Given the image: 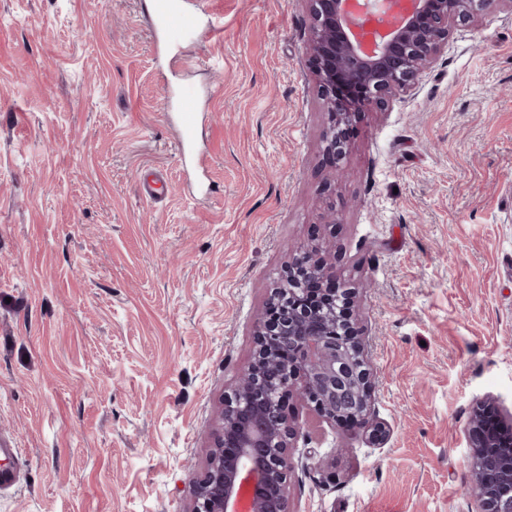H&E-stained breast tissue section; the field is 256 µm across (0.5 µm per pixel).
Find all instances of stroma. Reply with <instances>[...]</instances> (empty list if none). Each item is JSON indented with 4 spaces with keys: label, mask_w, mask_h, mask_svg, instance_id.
Instances as JSON below:
<instances>
[{
    "label": "stroma",
    "mask_w": 512,
    "mask_h": 512,
    "mask_svg": "<svg viewBox=\"0 0 512 512\" xmlns=\"http://www.w3.org/2000/svg\"><path fill=\"white\" fill-rule=\"evenodd\" d=\"M148 0H0V512H191L221 402L291 252L322 236L385 444L291 400L287 512H477L470 417L512 415V5L454 27L343 173L304 0H209L160 52ZM195 88L189 192L165 79ZM170 190L142 199L144 169Z\"/></svg>",
    "instance_id": "35a3bbf8"
}]
</instances>
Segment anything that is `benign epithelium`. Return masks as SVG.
<instances>
[{
  "mask_svg": "<svg viewBox=\"0 0 512 512\" xmlns=\"http://www.w3.org/2000/svg\"><path fill=\"white\" fill-rule=\"evenodd\" d=\"M512 0H305L313 73L330 123L326 158L346 157L352 119L413 84L448 43L453 22ZM351 288L320 247L288 265L255 333L248 368L227 396L212 432L207 468L191 512H235L243 493L251 512H287L288 455L297 436L285 403L295 396L317 414L354 425L377 445L387 427L370 414L373 373L353 320ZM473 410L469 494L480 512H512V461L489 451Z\"/></svg>",
  "mask_w": 512,
  "mask_h": 512,
  "instance_id": "benign-epithelium-1",
  "label": "benign epithelium"
}]
</instances>
